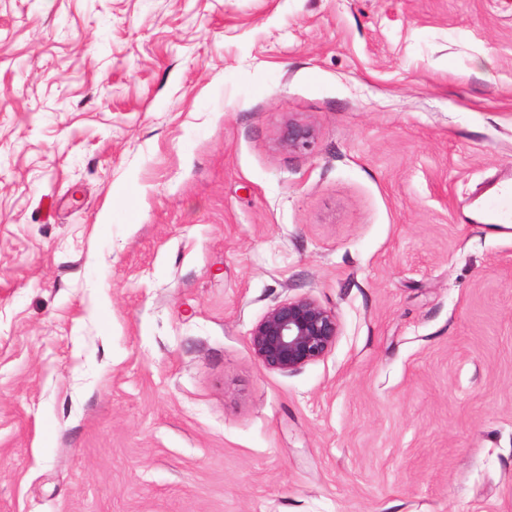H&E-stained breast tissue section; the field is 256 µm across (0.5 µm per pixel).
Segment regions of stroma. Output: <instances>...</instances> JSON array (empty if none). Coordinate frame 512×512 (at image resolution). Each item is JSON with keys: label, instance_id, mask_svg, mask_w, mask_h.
Wrapping results in <instances>:
<instances>
[{"label": "stroma", "instance_id": "obj_1", "mask_svg": "<svg viewBox=\"0 0 512 512\" xmlns=\"http://www.w3.org/2000/svg\"><path fill=\"white\" fill-rule=\"evenodd\" d=\"M505 179L512 0H0V512H512ZM316 135L314 125L289 118L280 128L277 146L288 152L306 149L315 140ZM338 335L336 315L308 296L269 308L249 334L258 362L280 372L297 371L325 358Z\"/></svg>", "mask_w": 512, "mask_h": 512}]
</instances>
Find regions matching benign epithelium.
Returning <instances> with one entry per match:
<instances>
[{
	"mask_svg": "<svg viewBox=\"0 0 512 512\" xmlns=\"http://www.w3.org/2000/svg\"><path fill=\"white\" fill-rule=\"evenodd\" d=\"M316 135L314 125L288 119L280 128L277 146L288 152L306 149ZM338 335L336 314L313 298L302 296L269 308L252 327L250 344L263 367L293 372L325 358Z\"/></svg>",
	"mask_w": 512,
	"mask_h": 512,
	"instance_id": "1",
	"label": "benign epithelium"
}]
</instances>
